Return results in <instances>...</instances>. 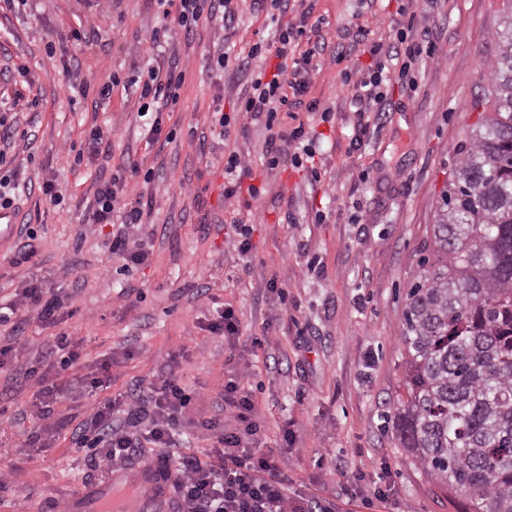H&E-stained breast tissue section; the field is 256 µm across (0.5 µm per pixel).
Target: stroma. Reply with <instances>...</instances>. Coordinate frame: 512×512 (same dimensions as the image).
Instances as JSON below:
<instances>
[{"label":"stroma","instance_id":"35a3bbf8","mask_svg":"<svg viewBox=\"0 0 512 512\" xmlns=\"http://www.w3.org/2000/svg\"><path fill=\"white\" fill-rule=\"evenodd\" d=\"M502 8L503 0H316L326 39L344 51L324 55L304 107L282 124L287 133L308 126L309 170L269 169L264 127L234 108L251 73L272 68L274 59H250L244 71L229 64L220 78L208 69L214 46L247 57L272 24L297 21V5L271 18L241 0L233 28L213 22L188 38L175 34L165 51L180 58L185 84L177 109L162 116L174 138L156 141L137 115L131 83L151 31L164 23L154 0H110L102 10L93 0H33L27 15L0 9V92L40 93L38 106L19 115L35 138L17 139L13 150L32 183L18 219L35 234V254L14 264L22 241L13 231L0 234V305L15 302L17 288L32 280L59 290L71 315L58 328L82 349L80 363L62 375L55 428L42 433L41 447H28L40 421L24 373L46 332L32 323L14 336L21 354L0 368V471L11 474L0 512H16L21 502L26 512H97L114 481L142 480L155 453L143 449L116 472L93 467L73 436L94 406L170 374L201 393L195 416L220 420L222 383L243 368L264 445L290 493L324 512H465V501L429 482L400 447L395 406L404 392L407 288L431 242L455 148L478 118L471 103L488 89L482 62L494 53ZM412 18L430 30L436 58L420 60L417 91L391 78L386 110L358 115L344 77L366 75L375 63L351 33L361 25L369 40L388 45ZM81 22L94 33L92 45L79 49L69 31ZM61 57L76 58L97 79L118 76L120 85L101 106L72 99L55 72ZM313 101L331 107L329 120L306 111ZM219 107L233 117L224 137L212 125ZM97 127L112 134L95 154ZM70 145L80 160L66 156ZM232 152L250 159L259 197L225 200L224 158ZM128 158L158 177L124 182L121 201L142 208L149 252L126 271L108 252L112 225L83 219L100 171ZM45 181L62 192L64 206L43 199ZM242 227L250 231L245 254L228 245ZM272 278L284 296L266 290ZM228 305L241 321L231 341L207 329ZM255 336L262 345L252 346ZM106 360L111 379L84 387L82 378ZM287 430L290 448L281 445Z\"/></svg>","mask_w":512,"mask_h":512}]
</instances>
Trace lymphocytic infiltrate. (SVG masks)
<instances>
[{
    "instance_id": "lymphocytic-infiltrate-1",
    "label": "lymphocytic infiltrate",
    "mask_w": 512,
    "mask_h": 512,
    "mask_svg": "<svg viewBox=\"0 0 512 512\" xmlns=\"http://www.w3.org/2000/svg\"><path fill=\"white\" fill-rule=\"evenodd\" d=\"M156 3L171 23L153 29L150 34L151 52L146 56V78L138 100L139 106L153 117L149 131L155 138L161 133L160 115L176 109L186 76L177 57L158 62L155 49L168 42L174 31L188 35L206 22L235 21L238 13L234 0H156ZM313 12V5H306L296 23L277 27L272 38L259 40L248 52L252 59L272 53L278 59L292 61L291 68L280 66L271 73L259 72L239 98L240 111L262 122L267 131L262 154L271 168L285 162L297 168L304 165V156L293 151L292 144L305 137V127L300 125L291 133H284L278 114L285 108L302 105L309 111H318L316 104L303 102L312 62L324 52L318 38L324 20L314 17ZM429 40V32H422L419 39L412 40L400 28L391 49L374 43L368 52L374 57L385 54L399 60L398 78L403 86L413 90L418 86L415 65ZM30 106V101L20 93L10 102L0 97V210L12 214L19 209L20 171L8 157L17 132L11 114L17 108ZM129 173L143 174L148 182L155 178L153 171H141L135 160H127L95 188L85 208L86 223H111ZM142 224L140 207L124 208L121 222L112 234V257L128 265L144 262L145 245L135 237ZM64 306L58 292L33 281L22 289L18 304L0 311V325L9 323L18 331L33 320L42 327L52 328V335L42 343L41 357L66 370L78 362L80 353L70 334L56 329ZM248 384L244 372L225 380L224 422L208 419L202 423L214 435L215 445L205 455L191 453L179 457L172 472L176 512H310L304 498L290 495L288 479L281 473L272 450L261 446L262 429L255 419V401ZM197 399V392L182 387L173 377H165L125 398L100 402L81 422L75 443L91 449L95 466L127 463L141 447H171L174 432L186 424Z\"/></svg>"
}]
</instances>
